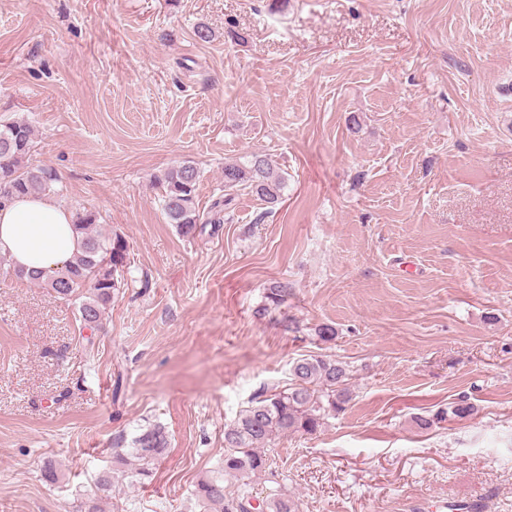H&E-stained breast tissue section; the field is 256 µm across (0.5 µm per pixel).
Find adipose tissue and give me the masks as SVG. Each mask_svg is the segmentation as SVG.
<instances>
[{"instance_id":"ef3b65f1","label":"adipose tissue","mask_w":512,"mask_h":512,"mask_svg":"<svg viewBox=\"0 0 512 512\" xmlns=\"http://www.w3.org/2000/svg\"><path fill=\"white\" fill-rule=\"evenodd\" d=\"M79 246L72 210L53 195L19 198L0 209V255L15 266L51 273Z\"/></svg>"}]
</instances>
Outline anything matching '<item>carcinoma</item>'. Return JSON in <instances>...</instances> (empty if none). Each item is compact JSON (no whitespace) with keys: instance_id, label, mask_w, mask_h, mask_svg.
<instances>
[{"instance_id":"carcinoma-1","label":"carcinoma","mask_w":512,"mask_h":512,"mask_svg":"<svg viewBox=\"0 0 512 512\" xmlns=\"http://www.w3.org/2000/svg\"><path fill=\"white\" fill-rule=\"evenodd\" d=\"M34 130L26 121H14L0 127V206L14 197L53 193L59 176L45 165L30 162ZM198 167L191 161L173 165L155 176L162 189L161 208L169 224L180 235L193 238L208 224L224 223V210L234 200V193L248 191L275 207L281 198L285 177L268 158L254 153L245 160L224 162V196L210 205L207 213L198 209ZM74 227L81 238L79 251L69 263L52 275L40 276L11 266L0 256V276L26 280L46 288L54 297L75 305L74 317L80 330L95 332L103 328L106 311L112 305L114 291L124 285L122 272L127 265L128 245L121 236L101 230L98 215L92 210L74 212ZM294 287L279 281L267 289L264 304L256 310L260 317L284 305ZM287 385L256 394L236 420L224 428V458L218 468L199 480L194 489L204 512H297V504L285 493H271L259 500L253 496L251 482L266 474L270 458L265 447L281 437L313 435L325 421L346 410L352 400L349 365L323 354H308L292 362ZM448 411L457 418H467L474 407L462 397ZM446 411V412H448ZM440 411L421 416L418 425L430 428L444 419ZM119 439L113 449L114 463L138 462L131 477H147L151 465L162 458L169 446L165 427L155 424L138 433L130 447ZM238 481L229 491L224 481Z\"/></svg>"}]
</instances>
